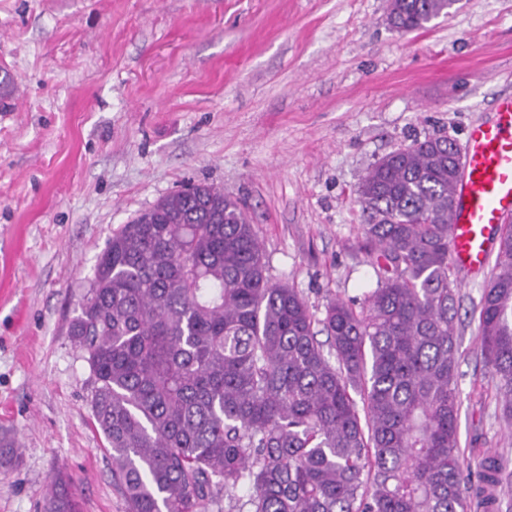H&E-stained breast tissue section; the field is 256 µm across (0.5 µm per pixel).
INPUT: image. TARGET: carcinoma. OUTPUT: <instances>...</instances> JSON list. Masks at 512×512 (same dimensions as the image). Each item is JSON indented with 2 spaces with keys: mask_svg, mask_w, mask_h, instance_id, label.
<instances>
[{
  "mask_svg": "<svg viewBox=\"0 0 512 512\" xmlns=\"http://www.w3.org/2000/svg\"><path fill=\"white\" fill-rule=\"evenodd\" d=\"M448 0H391L419 30ZM458 151L414 140L359 183L377 287L323 317L272 281L254 225L224 190L174 192L112 235L71 336L94 379L92 418L128 512H467L457 430ZM478 337L512 419V225L479 305ZM326 335V340L318 338ZM506 462L470 481L485 512ZM49 512H76L52 489Z\"/></svg>",
  "mask_w": 512,
  "mask_h": 512,
  "instance_id": "carcinoma-1",
  "label": "carcinoma"
}]
</instances>
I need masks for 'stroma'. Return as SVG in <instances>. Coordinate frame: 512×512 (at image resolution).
I'll use <instances>...</instances> for the list:
<instances>
[{
  "mask_svg": "<svg viewBox=\"0 0 512 512\" xmlns=\"http://www.w3.org/2000/svg\"><path fill=\"white\" fill-rule=\"evenodd\" d=\"M389 0H0V512H128L69 330L112 235L186 184L239 199L272 281L316 314L377 285L357 188L415 139L462 143L512 93V0L403 35ZM459 272L463 470L512 462Z\"/></svg>",
  "mask_w": 512,
  "mask_h": 512,
  "instance_id": "1",
  "label": "stroma"
}]
</instances>
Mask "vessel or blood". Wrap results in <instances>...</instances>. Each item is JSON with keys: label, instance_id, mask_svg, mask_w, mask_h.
Listing matches in <instances>:
<instances>
[{"label": "vessel or blood", "instance_id": "b4317fda", "mask_svg": "<svg viewBox=\"0 0 512 512\" xmlns=\"http://www.w3.org/2000/svg\"><path fill=\"white\" fill-rule=\"evenodd\" d=\"M459 155L449 257L480 273L490 263L494 241L512 223V94L498 99L489 119L470 126Z\"/></svg>", "mask_w": 512, "mask_h": 512}]
</instances>
